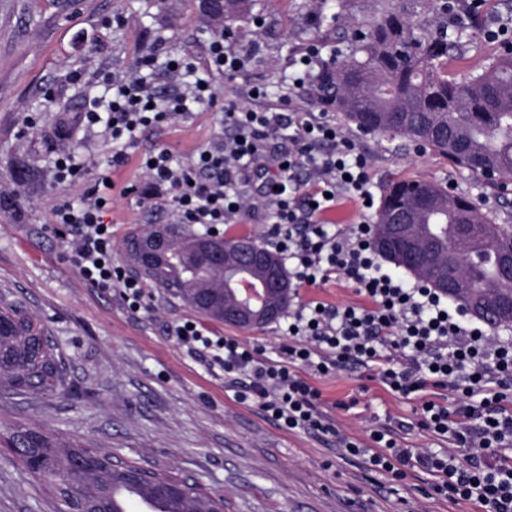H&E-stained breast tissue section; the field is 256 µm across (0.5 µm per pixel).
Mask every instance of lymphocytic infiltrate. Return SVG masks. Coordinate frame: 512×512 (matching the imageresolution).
<instances>
[{
	"label": "lymphocytic infiltrate",
	"mask_w": 512,
	"mask_h": 512,
	"mask_svg": "<svg viewBox=\"0 0 512 512\" xmlns=\"http://www.w3.org/2000/svg\"><path fill=\"white\" fill-rule=\"evenodd\" d=\"M201 65L231 81L249 61L225 45L219 30L204 61H168L165 86L147 82L135 69L102 74L112 97L90 102L78 124L110 129L111 168L98 171L92 162L66 154L55 161L59 181L89 175L93 186L79 202L54 206L53 231L75 230L71 259L80 275L94 286L119 289L134 314L143 307L146 285L112 261V171L126 164L142 129L212 100L210 84L189 92L181 87L182 78ZM264 96L260 90L255 99L228 101L221 136L182 160L168 149L155 150L142 160V173L175 223L214 234L242 218L268 225L267 236L287 256L297 286L316 287L336 277L351 284L362 301L337 306L312 299L289 311L283 329L288 341L272 358L194 319L167 324V335L223 370L236 383L235 399L257 403L281 429L333 437L337 447L391 485L419 471L437 498L483 512H512V336L491 332L436 289L387 269L373 248L368 218L375 199L370 156L326 113L288 119L279 109L261 106ZM273 135L285 140L275 154L266 150ZM345 195L358 201L362 219L324 222L323 214ZM349 364L367 368L371 378L401 397L421 398V425L444 440L445 448L402 447L388 425L364 441L341 431L322 410L311 380ZM431 387L450 390L452 401L424 399Z\"/></svg>",
	"instance_id": "obj_1"
}]
</instances>
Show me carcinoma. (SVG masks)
I'll list each match as a JSON object with an SVG mask.
<instances>
[{
  "label": "carcinoma",
  "instance_id": "cac0c4a2",
  "mask_svg": "<svg viewBox=\"0 0 512 512\" xmlns=\"http://www.w3.org/2000/svg\"><path fill=\"white\" fill-rule=\"evenodd\" d=\"M455 6L438 0L445 19L429 30L412 19L402 0L379 20L356 29L352 53L325 62L312 77V94L329 112H340L360 129L383 125L407 140L416 136L426 147L461 168V147L498 172L492 186L512 183V41L501 44L481 71L459 82L448 75V15ZM409 207L413 223L435 231L429 242L448 258V242L464 224H489L493 234L471 244L473 255L460 270L477 291L512 287L498 278V258L511 228L501 214L482 211L472 200L450 196L432 182L397 181L384 190L381 207ZM170 259L144 269L140 276L154 287L188 303L212 320L198 296L209 291L224 303V267L199 249V235L185 224H173ZM16 391L54 392L65 386L62 358L45 328L13 303L0 300V384ZM0 447L9 449L38 480L49 485L65 505L77 502L84 512H126L119 488L141 490L148 500L172 507L170 512H214L215 500L195 484L159 475L131 481L134 463L120 466L109 455L62 443L54 435L15 425L0 432Z\"/></svg>",
  "mask_w": 512,
  "mask_h": 512
}]
</instances>
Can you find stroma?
Masks as SVG:
<instances>
[{
  "label": "stroma",
  "mask_w": 512,
  "mask_h": 512,
  "mask_svg": "<svg viewBox=\"0 0 512 512\" xmlns=\"http://www.w3.org/2000/svg\"><path fill=\"white\" fill-rule=\"evenodd\" d=\"M392 0H251L249 27L228 22L231 47L250 55L236 80L214 74L212 105L159 128L143 130L120 168H111L112 138L104 126L56 133L59 116L86 101L107 99L100 71L141 68L163 81L169 58L203 56L216 22L201 0H0V293L49 330L66 366L65 395L14 394L0 386V426L27 423L149 469L198 484L223 498L224 512H474L468 504L428 497L420 474L393 492L346 461L332 442L286 432L254 403L235 400L224 374L191 356L166 334L167 324L194 316L184 302L149 288L144 308L129 314L118 290L84 281L67 259V238L48 224L56 202L79 201L86 183H61L54 160L66 152L111 169L112 258L125 264L122 242L132 229L168 224L169 213L146 196L142 157L165 147L184 157L219 135L224 104L250 87L266 101L290 98L293 111H318L310 91H295L299 59L318 46L321 59L348 54L355 26L379 19ZM463 58L450 60L457 80L479 71L512 24V0H482ZM345 125L372 159L375 196L395 180L432 181L487 209L512 214V190L489 186L446 158L406 139ZM217 335L239 337L274 356L277 325L244 329L206 320ZM322 408L341 430L364 440L377 424L399 425L406 448L441 442L418 424L421 401L406 399L350 367L313 378ZM0 512H63L50 488L0 447Z\"/></svg>",
  "instance_id": "1"
}]
</instances>
